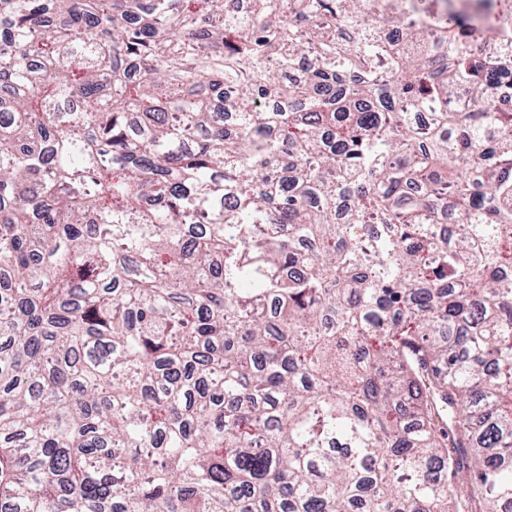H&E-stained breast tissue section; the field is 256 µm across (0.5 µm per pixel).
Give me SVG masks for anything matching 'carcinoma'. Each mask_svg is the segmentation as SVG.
Here are the masks:
<instances>
[{
    "label": "carcinoma",
    "instance_id": "cac0c4a2",
    "mask_svg": "<svg viewBox=\"0 0 512 512\" xmlns=\"http://www.w3.org/2000/svg\"><path fill=\"white\" fill-rule=\"evenodd\" d=\"M485 2L0 0V504L512 512Z\"/></svg>",
    "mask_w": 512,
    "mask_h": 512
}]
</instances>
